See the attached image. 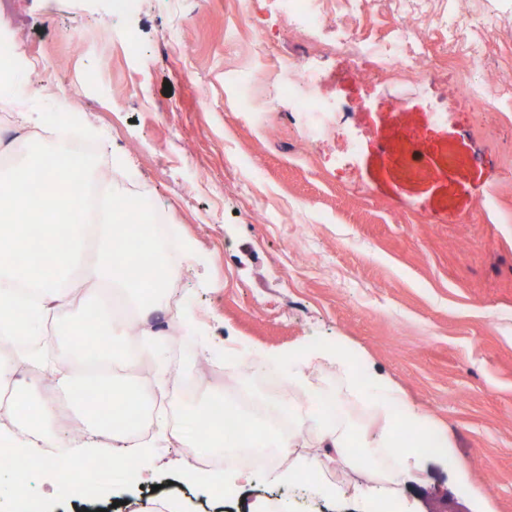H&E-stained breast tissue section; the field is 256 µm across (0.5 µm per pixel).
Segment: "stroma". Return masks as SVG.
<instances>
[{
	"mask_svg": "<svg viewBox=\"0 0 512 512\" xmlns=\"http://www.w3.org/2000/svg\"><path fill=\"white\" fill-rule=\"evenodd\" d=\"M140 0L123 21L112 0H0V46L16 71L0 90V157L23 160L30 140L55 146L37 104L54 99L51 83L75 93L66 108L98 139L107 189L144 195L187 246L150 329L164 358L132 356L117 373L140 383L150 405L147 443L154 448L135 486L106 496L107 512H137L158 494L181 498L184 512H238L260 500L290 512H512V0H423L419 32L446 59L438 80L372 87L348 74L323 94L344 103L334 132L307 141L290 120L281 86L284 58L329 69L337 32L353 41L390 34L398 0H330L313 31L288 28V0ZM480 13L485 33L467 44L448 39L443 16L467 29ZM276 53L254 61L253 32ZM83 52H74L73 42ZM102 72L87 84L88 71ZM263 82L253 108L242 93L255 71ZM493 87L483 109L459 90L460 77ZM447 117L436 121L434 104ZM425 141L419 168L399 162L403 131ZM492 206L482 211L480 200ZM308 268L293 270L292 255ZM241 368L228 382L256 392L266 383L243 366L267 367L289 384L297 414L315 392L342 400L348 422L374 428L371 399L353 395L354 368L407 400L443 440L413 478L387 486L399 458L379 453L376 468L349 470L324 459L323 481H277L285 467L217 501L175 478L195 439L191 413L223 394L201 378L200 358Z\"/></svg>",
	"mask_w": 512,
	"mask_h": 512,
	"instance_id": "stroma-1",
	"label": "stroma"
}]
</instances>
